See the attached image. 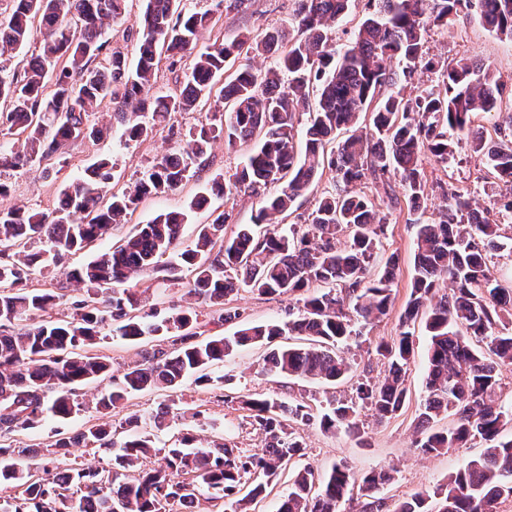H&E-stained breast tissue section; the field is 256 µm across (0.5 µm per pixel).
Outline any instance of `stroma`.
<instances>
[{"label":"stroma","instance_id":"1","mask_svg":"<svg viewBox=\"0 0 512 512\" xmlns=\"http://www.w3.org/2000/svg\"><path fill=\"white\" fill-rule=\"evenodd\" d=\"M297 7V0H248L241 12L222 15L216 25L225 38L248 32L262 36L266 31L288 26ZM426 52L434 66L417 68L414 85L432 88L442 83V72L446 65L462 58L480 59L489 63L507 89L512 90V41L501 38L486 29L476 12H469L451 26L431 27L426 36ZM214 102L197 107L191 112L172 114L167 127L158 128L153 134L135 142L125 141L120 126H112L101 139L85 143L70 150L66 164L60 172L43 173L35 165L7 172L6 178L12 186L9 204L40 211L57 207L65 183L93 162L107 157L114 163L112 187L121 191L132 188L153 159L168 150L178 147L181 139L191 127L199 123L219 122ZM452 152L447 162L433 158L423 162L428 187L421 203L424 219L438 217L447 204L443 188H452L460 194L475 197L478 212L490 223L501 226L504 235H512V213L505 211L501 199L512 196V187L501 182L485 161L474 154L463 133L448 134ZM204 179L193 178L174 192L152 196L144 200L132 214L129 223L115 227L103 241L111 246L133 231L135 225L146 223L155 213L183 208L198 193L203 192ZM278 185L263 188L261 195L242 194L227 200L215 197L210 209L194 213L191 221L184 224L180 243L189 245L194 240L201 224L210 222L211 210H229L233 213L232 224L226 225L225 235H232L235 225L251 223L262 196L277 193ZM386 224L380 237L375 261L371 264L372 275H380L391 254H398L400 268L393 287V306L388 315L363 329L359 342L351 343L347 353L354 375L378 376L384 362L375 351L380 341H388L399 333V318L403 314L412 288L413 247L416 227L408 221L406 202L385 212ZM148 290V303L160 314H167L188 305L194 306L200 322L205 325L206 335H228L238 329L240 322L260 323L283 321L289 308L295 307V298L288 296H265L252 292H239L226 299L228 308L237 310L239 320L215 325L210 321L211 312L203 304H191L187 295L190 284L187 279H173L166 272H158L144 280ZM428 339L424 331H417L414 356L406 374L409 389L402 411L395 417L378 420L366 407L359 408L358 418L364 426L362 439H355L345 430L324 432L318 426L304 429L307 445L306 461L317 472L328 470L333 464L346 463L354 472L364 473L372 469H389L393 472L390 486L384 487L382 496L392 500H403L421 491H434L447 482L468 459L482 450L480 442L468 448H452L441 454L426 456L419 454L414 446L417 434L415 426L424 397V371L427 360ZM264 351L259 347H246L225 358L218 368L219 373L233 377V390L240 395L256 394L281 400H302L313 411H320L326 401H348L352 395V382L325 384L301 379H289L264 373L262 370ZM185 411V418L176 422L177 429H187L204 440H217L247 452L261 451L264 436L253 424L247 411L238 404L224 402L220 391L185 383L172 394L162 391H146L130 396L109 415L113 425H120L129 416L137 414L147 418L160 411L166 404ZM102 417L95 408H88L66 421L47 420L37 430L20 435L19 446L48 443L55 431L74 434L91 425L100 423Z\"/></svg>","mask_w":512,"mask_h":512}]
</instances>
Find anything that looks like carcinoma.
I'll use <instances>...</instances> for the list:
<instances>
[{"label":"carcinoma","instance_id":"cac0c4a2","mask_svg":"<svg viewBox=\"0 0 512 512\" xmlns=\"http://www.w3.org/2000/svg\"><path fill=\"white\" fill-rule=\"evenodd\" d=\"M213 2L214 9L201 12L185 9L181 0H147L133 62L110 48L107 38L127 0H11L9 12H0V132L12 136L0 148V171L60 159L100 139L104 127L93 116L105 100L113 104L122 135L137 141L171 114L195 110L224 81L217 96L224 121L189 130L179 149L158 157L134 187L104 193L113 165L100 159L64 185L59 207L49 213L0 206V487L16 489L0 496V512H248L247 505L266 497L287 468L292 487L277 512H342L355 488L358 512H497L500 500L512 498V404L501 400L500 387L501 368L512 366V288L491 267L503 248L499 225L480 221L455 192L447 194L448 209L437 219L414 220L413 288L398 336L376 347L387 368L376 379H358L350 401L330 402L315 415L298 401L222 395L250 411L263 432L264 448L253 454L225 443L200 446L183 432L159 448L149 433L120 437L106 424L74 437L59 431L43 448L14 446L15 435L39 428L47 416L66 420L83 411L80 391L88 385L101 386L96 409L104 415L136 392L175 391L189 379L223 390L231 376L212 375L213 366L281 336L300 342L271 348L266 373L328 383L345 378L351 322L366 326L386 316L396 278L393 259L380 277L369 275L385 217L356 187L371 181L386 190L396 178L409 210L419 211L426 189L423 157L447 162L450 130L466 133L473 152L501 181L512 183V128L498 129V140L489 141L473 126L476 114L496 112L504 102V84L489 64L460 60L443 72L444 90L406 92L416 68L432 66L425 49L429 26L453 24L465 6L476 9L490 30L512 39V0H373L354 42L341 48L330 43L328 30L350 0H298L301 37L273 28L258 40L240 33L200 49L203 33L216 23L214 11H239L244 4ZM35 22L45 31L38 52L20 68L7 67ZM242 53L276 58L257 73L233 68ZM163 57L172 68L193 59L176 90H154ZM315 86L319 95L311 107ZM304 111L309 126L301 155L296 123ZM364 112L370 113L368 125L336 140V131L357 124ZM221 138L229 146L255 144L240 170L227 179L213 174L205 191L228 198L281 185L261 201L253 223L237 225L226 237L232 213L224 210L200 226L190 246L178 249L181 226L207 203L200 194L184 210L155 214L118 247L97 249L112 225L125 223L145 198L173 192L208 168L209 150ZM326 169L334 189L303 224L284 227L296 200ZM36 240L49 249H33ZM81 251L90 253L88 261L67 274L83 290L80 299L29 286L35 272ZM162 269L187 272L189 296L212 308L219 322L238 317L224 309V301L241 290L294 295L300 306L286 321L204 338L192 307L165 316L144 309L136 286ZM447 280L450 295L440 293ZM66 304L68 319L52 315L53 307ZM108 323L130 343L167 336L171 347L143 351L114 382L109 357L94 351ZM418 323L429 336V353L417 450L438 455L477 439L483 452L433 493L397 502L380 495L392 479L383 469L357 475L338 463L321 475L307 464L294 465L306 455L300 427L315 424L329 432L342 426L358 438L357 407L381 420L402 411ZM443 414L453 417L452 424L436 432L432 422ZM75 443L94 453L112 449V462L73 459L60 466ZM23 458L40 463L25 470L19 466Z\"/></svg>","mask_w":512,"mask_h":512}]
</instances>
